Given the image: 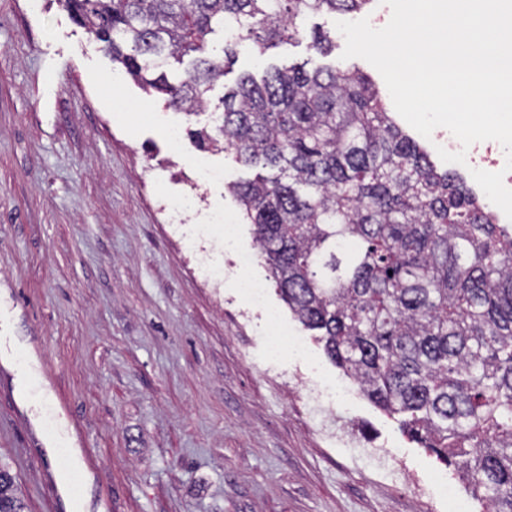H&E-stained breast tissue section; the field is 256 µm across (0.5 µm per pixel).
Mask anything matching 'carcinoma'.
Segmentation results:
<instances>
[{
    "instance_id": "cac0c4a2",
    "label": "carcinoma",
    "mask_w": 512,
    "mask_h": 512,
    "mask_svg": "<svg viewBox=\"0 0 512 512\" xmlns=\"http://www.w3.org/2000/svg\"><path fill=\"white\" fill-rule=\"evenodd\" d=\"M133 81L188 116L247 45L263 56L312 13L370 0H58ZM233 28L223 57L208 36ZM313 48L330 55L332 38ZM193 57L172 81L168 59ZM193 132L245 167L228 191L281 299L325 355L416 443L454 467L489 512H512V224L438 171L356 65H271L224 93ZM0 512H25L0 460Z\"/></svg>"
}]
</instances>
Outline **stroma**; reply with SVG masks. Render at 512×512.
<instances>
[{"label": "stroma", "instance_id": "35a3bbf8", "mask_svg": "<svg viewBox=\"0 0 512 512\" xmlns=\"http://www.w3.org/2000/svg\"><path fill=\"white\" fill-rule=\"evenodd\" d=\"M332 16L296 40L244 48L194 116L146 94L55 0H0V455L25 512H72L64 470L85 475V512H448L456 472L409 440L341 371L274 288L229 183L233 152L198 149L246 72L316 59L313 28L348 68ZM185 222L171 224L167 202ZM224 213L236 235L190 237ZM265 289L252 307L234 266ZM306 350L273 351L278 326ZM47 374L29 431L13 388ZM392 452L402 471L382 465Z\"/></svg>", "mask_w": 512, "mask_h": 512}]
</instances>
